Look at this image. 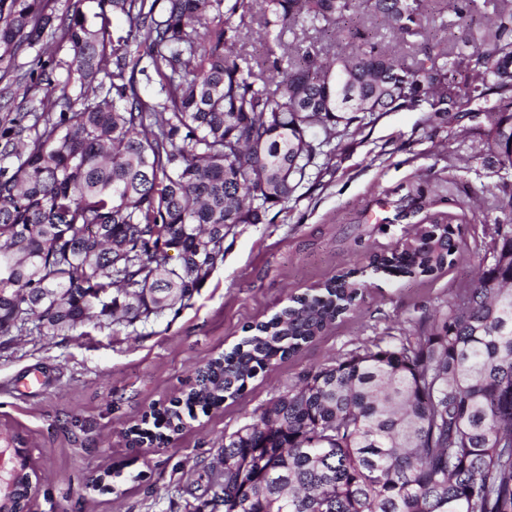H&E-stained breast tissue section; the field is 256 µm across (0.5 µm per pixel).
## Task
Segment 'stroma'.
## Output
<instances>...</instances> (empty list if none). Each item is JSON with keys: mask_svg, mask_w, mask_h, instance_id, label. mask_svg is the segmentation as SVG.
Here are the masks:
<instances>
[{"mask_svg": "<svg viewBox=\"0 0 512 512\" xmlns=\"http://www.w3.org/2000/svg\"><path fill=\"white\" fill-rule=\"evenodd\" d=\"M68 43L44 35L0 57V88L47 70L16 94L13 112L40 111L45 95L78 102ZM484 115L389 112L336 146L335 169L306 181L264 224L239 225L224 263L188 305L134 322L89 321L58 336L0 338V430L19 436L37 489L33 512H211L208 475L224 437L252 423L308 374L383 339L418 335L474 276L472 251L491 252L501 174L486 156ZM424 195H417V186ZM453 216L467 251L431 276L369 266L400 250L420 222ZM358 269L367 287L354 312L315 342L251 379L236 398L186 419L160 449L135 447L130 429L164 410L195 369L231 350L247 326L292 296ZM111 472V488L91 478Z\"/></svg>", "mask_w": 512, "mask_h": 512, "instance_id": "35a3bbf8", "label": "stroma"}]
</instances>
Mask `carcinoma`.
<instances>
[{
  "mask_svg": "<svg viewBox=\"0 0 512 512\" xmlns=\"http://www.w3.org/2000/svg\"><path fill=\"white\" fill-rule=\"evenodd\" d=\"M58 30L85 86L80 107L0 114V336L54 335L186 305L224 263V238L263 224L334 145L386 112H482L486 155L512 172V0H92ZM450 15L458 34L430 37ZM129 21L112 37L110 17ZM391 34L400 51L358 24ZM45 0H0V49L53 28ZM257 23L331 33L294 41L288 68ZM157 78L141 96L136 74ZM495 247L417 336L323 367L224 437L212 512H512V182L499 185ZM421 243L369 265L426 275L463 252L430 220ZM177 253L169 263L168 250ZM97 288L112 308L89 310ZM365 282L333 275L194 372L181 402L215 407L355 309Z\"/></svg>",
  "mask_w": 512,
  "mask_h": 512,
  "instance_id": "cac0c4a2",
  "label": "carcinoma"
}]
</instances>
